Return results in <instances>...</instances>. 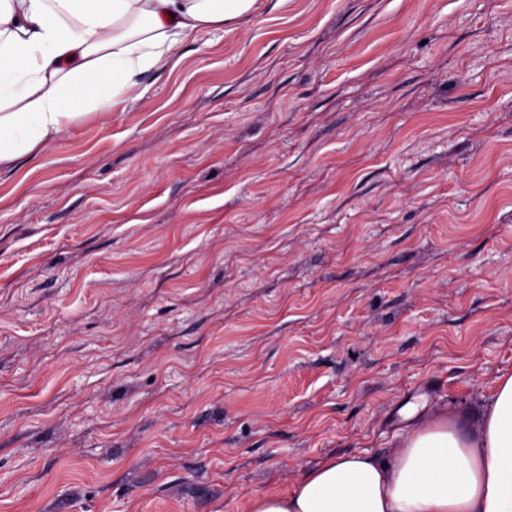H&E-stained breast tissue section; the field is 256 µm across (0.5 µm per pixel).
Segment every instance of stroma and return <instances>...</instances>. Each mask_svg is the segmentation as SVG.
<instances>
[{"instance_id": "1", "label": "stroma", "mask_w": 512, "mask_h": 512, "mask_svg": "<svg viewBox=\"0 0 512 512\" xmlns=\"http://www.w3.org/2000/svg\"><path fill=\"white\" fill-rule=\"evenodd\" d=\"M512 373V0H259L0 168V512H248Z\"/></svg>"}]
</instances>
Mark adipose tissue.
Segmentation results:
<instances>
[{
  "instance_id": "adipose-tissue-1",
  "label": "adipose tissue",
  "mask_w": 512,
  "mask_h": 512,
  "mask_svg": "<svg viewBox=\"0 0 512 512\" xmlns=\"http://www.w3.org/2000/svg\"><path fill=\"white\" fill-rule=\"evenodd\" d=\"M258 0H0V167L35 154L90 109L135 91L194 32ZM248 512H512V374L480 405L411 426L381 456L322 462Z\"/></svg>"
}]
</instances>
